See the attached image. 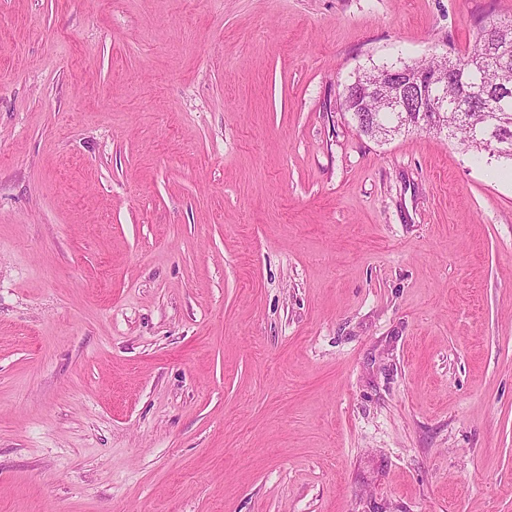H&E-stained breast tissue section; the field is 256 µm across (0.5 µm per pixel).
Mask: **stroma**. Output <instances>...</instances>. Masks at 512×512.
<instances>
[{
	"label": "stroma",
	"instance_id": "35a3bbf8",
	"mask_svg": "<svg viewBox=\"0 0 512 512\" xmlns=\"http://www.w3.org/2000/svg\"><path fill=\"white\" fill-rule=\"evenodd\" d=\"M512 0H0V512H512V161L356 76Z\"/></svg>",
	"mask_w": 512,
	"mask_h": 512
}]
</instances>
